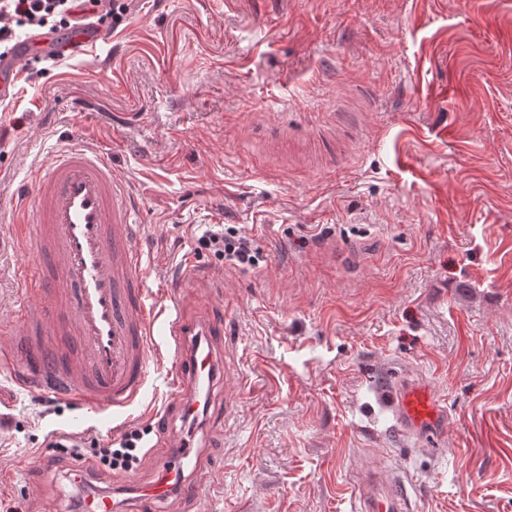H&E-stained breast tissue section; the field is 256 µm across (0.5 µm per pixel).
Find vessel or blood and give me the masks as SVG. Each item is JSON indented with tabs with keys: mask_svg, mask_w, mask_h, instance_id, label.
<instances>
[{
	"mask_svg": "<svg viewBox=\"0 0 512 512\" xmlns=\"http://www.w3.org/2000/svg\"><path fill=\"white\" fill-rule=\"evenodd\" d=\"M49 39L23 40L0 61V90L18 77L34 57L47 54ZM31 194L16 198L19 213L35 212L34 224L13 227L19 251L35 258L15 277L40 299L39 312L20 308L25 359L40 363L41 390L85 402L113 419L131 407L147 383L151 357L169 353L176 361L172 386L182 416L195 414L199 385L217 364L214 347L197 349L190 336H220L223 320L187 322L178 304L151 303L145 293L148 266L133 220L135 198L126 177L98 151L69 143L35 167ZM385 399L402 435L437 441L445 425L441 410L417 379L391 382ZM178 463L165 479L140 491L139 512H151L180 479V460L192 446L186 439L168 443ZM356 512H412L397 481L376 470L364 471L356 486Z\"/></svg>",
	"mask_w": 512,
	"mask_h": 512,
	"instance_id": "b4317fda",
	"label": "vessel or blood"
}]
</instances>
